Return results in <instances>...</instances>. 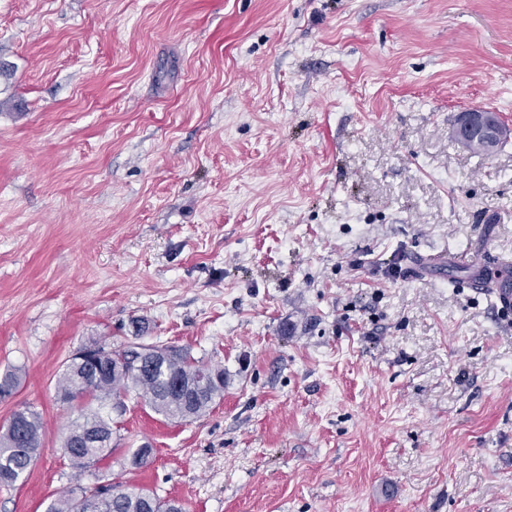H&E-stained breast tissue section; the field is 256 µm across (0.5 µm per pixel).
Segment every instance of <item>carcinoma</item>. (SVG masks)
I'll list each match as a JSON object with an SVG mask.
<instances>
[{"instance_id":"carcinoma-1","label":"carcinoma","mask_w":512,"mask_h":512,"mask_svg":"<svg viewBox=\"0 0 512 512\" xmlns=\"http://www.w3.org/2000/svg\"><path fill=\"white\" fill-rule=\"evenodd\" d=\"M100 348L112 354V361L124 363L123 370L107 373L104 367L86 365L69 359L63 364L56 393L62 403L77 397H88L98 409L80 412L71 422L62 447L71 465L88 470L109 457L118 446L113 437L112 415L126 413V395L134 391L155 413L177 421L204 416L212 404L224 397V369L201 364L180 349L172 358L142 372L135 371L131 360L136 358L139 344L130 343L119 349L106 344ZM183 383L184 393L173 392L174 380ZM41 415L25 407L15 411L7 426L0 430V487L12 488L29 474L42 445ZM181 509L173 499H162L144 489L119 490L109 500H80L70 489L52 500L46 512H171Z\"/></svg>"}]
</instances>
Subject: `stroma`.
Listing matches in <instances>:
<instances>
[{
	"mask_svg": "<svg viewBox=\"0 0 512 512\" xmlns=\"http://www.w3.org/2000/svg\"><path fill=\"white\" fill-rule=\"evenodd\" d=\"M476 107L512 126V0H0V428L44 419L0 512L104 481L184 512H512V321L413 269L512 255V139H450ZM140 318L224 397L175 422L129 393L77 470L57 377Z\"/></svg>",
	"mask_w": 512,
	"mask_h": 512,
	"instance_id": "stroma-1",
	"label": "stroma"
}]
</instances>
